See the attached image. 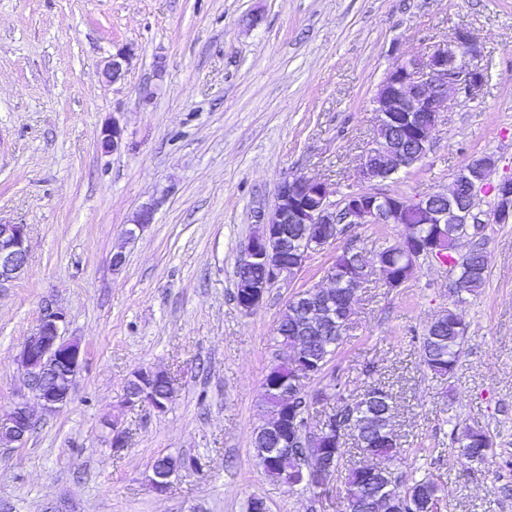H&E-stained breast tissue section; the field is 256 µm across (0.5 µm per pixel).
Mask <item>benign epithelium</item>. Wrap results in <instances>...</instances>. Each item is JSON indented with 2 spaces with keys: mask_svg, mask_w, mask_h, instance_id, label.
<instances>
[{
  "mask_svg": "<svg viewBox=\"0 0 512 512\" xmlns=\"http://www.w3.org/2000/svg\"><path fill=\"white\" fill-rule=\"evenodd\" d=\"M481 50L477 40L465 29L437 45L428 54L396 64L378 85L373 98L377 112V126L373 139L368 143L357 169V179L364 183L382 182L400 170H409L418 163L430 147L432 131L441 115L448 111L451 91L464 86L468 91L484 83L480 64ZM123 144V130L119 123L102 128L97 146L105 153L116 152ZM496 160L491 155L473 157L455 176L445 193H428L413 200L400 196L383 195L368 191L349 194L339 202L331 201L336 189L327 182L304 175L285 177L279 184L274 203L268 213L259 216L258 230L250 238L238 269L254 267L263 270L260 279L245 277L240 282L243 300L242 311H254L270 286L281 278L302 269L311 254L335 245L339 224H404L407 217L415 215L421 224H480L477 212L480 195L488 184L495 192L494 222L504 224L512 220V178L504 177L492 182L491 175ZM153 220V209L142 207L125 230L128 238L136 237ZM301 225V236L288 242V225ZM29 228L26 224L0 222V288L18 280L28 259ZM400 250L410 258L425 251L436 258L446 245L437 243L423 248L414 236L407 234L399 243ZM385 259L379 257L375 269L381 271L395 287L402 285L414 272L415 265L391 274ZM327 278L348 285L347 306L356 300L364 281L359 279L349 260V251L336 252ZM299 331V344L287 355L290 367L288 380L295 390H304L314 373L308 353L301 348L305 337L319 333L330 324L336 307V290L314 286L294 296ZM64 314L51 311L41 318L36 331L29 336L17 355V364L27 379L28 392L17 396L13 407L0 413V446L17 448L27 441L32 427L36 426L34 406L45 415L58 412L71 400L74 382L80 371L85 349L80 340L67 339L61 333ZM126 386L124 403L133 406L148 403L163 412L173 400V382L168 373L150 367L136 370ZM166 387V396L157 394V386ZM285 412L268 415L263 430L268 433L288 431V441L281 448L256 446V459L262 463L267 458L291 449L308 448L304 461L287 473L282 484L294 488L302 483L321 492L327 491L336 481V463L327 455L326 444L336 436L346 437L356 432L354 420L341 428L321 418L311 429L295 426L287 419L292 411L283 391ZM151 487L157 494H164L173 476L172 467H152Z\"/></svg>",
  "mask_w": 512,
  "mask_h": 512,
  "instance_id": "7a95c632",
  "label": "benign epithelium"
}]
</instances>
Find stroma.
Wrapping results in <instances>:
<instances>
[{
	"instance_id": "1",
	"label": "stroma",
	"mask_w": 512,
	"mask_h": 512,
	"mask_svg": "<svg viewBox=\"0 0 512 512\" xmlns=\"http://www.w3.org/2000/svg\"><path fill=\"white\" fill-rule=\"evenodd\" d=\"M461 28L481 46L485 83L455 94L426 155L376 187L410 199L445 190L483 153L494 178L512 176V0H0V221L29 227L27 270L0 289V411L24 386L16 357L48 306L86 350L71 403L23 447L0 448V512H247L254 497L269 512H346L343 480L322 495L288 488L252 449L262 382L283 355L278 322L325 284L336 250L312 254L250 313L234 299L236 267L285 176L361 190L378 84ZM120 50L130 59L112 84L103 65ZM114 120L124 144L105 154L97 137ZM146 205L152 224L127 239ZM405 233L358 224L340 243L370 260ZM481 234L484 288L452 296L450 269L425 260L401 287L372 278L309 383L387 390L404 449L390 467L438 482L443 512H512V472L500 471L512 460V223ZM451 306L467 334L442 379L417 338ZM142 367L172 376L165 412L123 406ZM457 425L489 432L485 465L461 463ZM162 455L183 467L159 495Z\"/></svg>"
}]
</instances>
